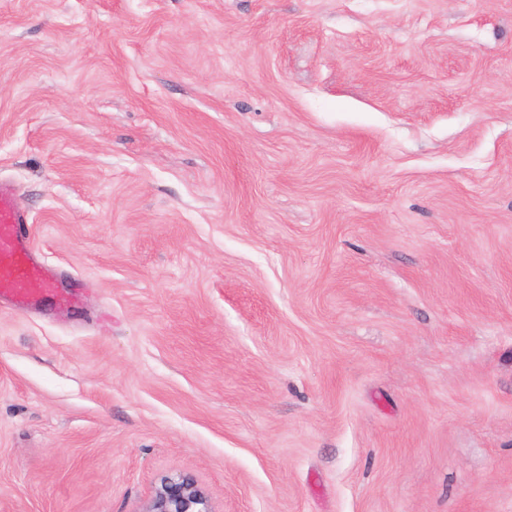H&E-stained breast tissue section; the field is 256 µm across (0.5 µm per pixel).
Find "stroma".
Here are the masks:
<instances>
[{
    "mask_svg": "<svg viewBox=\"0 0 512 512\" xmlns=\"http://www.w3.org/2000/svg\"><path fill=\"white\" fill-rule=\"evenodd\" d=\"M0 512H512V0H0ZM27 224L12 191L0 185V296L30 307L47 297L70 306L75 296L61 292L49 271L36 259ZM144 512H213L205 492L189 477L164 479Z\"/></svg>",
    "mask_w": 512,
    "mask_h": 512,
    "instance_id": "obj_1",
    "label": "stroma"
}]
</instances>
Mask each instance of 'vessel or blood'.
Instances as JSON below:
<instances>
[{
	"mask_svg": "<svg viewBox=\"0 0 512 512\" xmlns=\"http://www.w3.org/2000/svg\"><path fill=\"white\" fill-rule=\"evenodd\" d=\"M25 218L13 193L0 186V296L30 307L47 297L60 305L74 303L72 294L61 292L49 271L36 259L32 242L24 228Z\"/></svg>",
	"mask_w": 512,
	"mask_h": 512,
	"instance_id": "vessel-or-blood-1",
	"label": "vessel or blood"
}]
</instances>
